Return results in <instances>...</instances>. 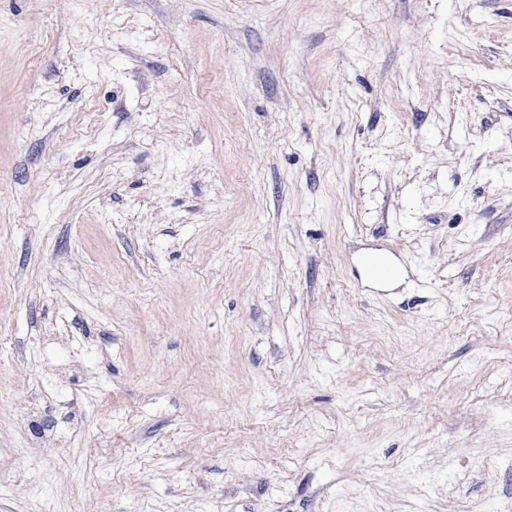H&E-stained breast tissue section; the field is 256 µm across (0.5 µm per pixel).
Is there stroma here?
I'll return each instance as SVG.
<instances>
[{"mask_svg": "<svg viewBox=\"0 0 512 512\" xmlns=\"http://www.w3.org/2000/svg\"><path fill=\"white\" fill-rule=\"evenodd\" d=\"M0 512H512V0H0Z\"/></svg>", "mask_w": 512, "mask_h": 512, "instance_id": "obj_1", "label": "stroma"}]
</instances>
